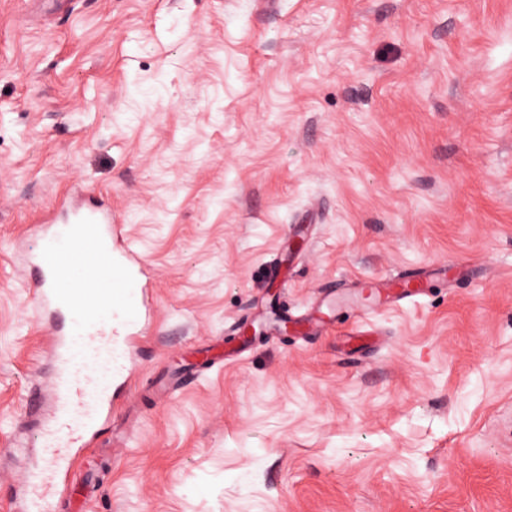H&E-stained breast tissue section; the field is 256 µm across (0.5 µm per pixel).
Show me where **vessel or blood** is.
<instances>
[{
  "label": "vessel or blood",
  "mask_w": 512,
  "mask_h": 512,
  "mask_svg": "<svg viewBox=\"0 0 512 512\" xmlns=\"http://www.w3.org/2000/svg\"><path fill=\"white\" fill-rule=\"evenodd\" d=\"M28 262L40 308L62 322L53 331L57 408L27 506L50 512L43 482L69 467L72 449L95 442L136 374L131 348L151 326L153 274L110 206L85 199H66L42 223Z\"/></svg>",
  "instance_id": "1"
}]
</instances>
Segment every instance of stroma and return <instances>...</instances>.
I'll return each instance as SVG.
<instances>
[{
    "instance_id": "obj_1",
    "label": "stroma",
    "mask_w": 512,
    "mask_h": 512,
    "mask_svg": "<svg viewBox=\"0 0 512 512\" xmlns=\"http://www.w3.org/2000/svg\"><path fill=\"white\" fill-rule=\"evenodd\" d=\"M77 186L155 317L54 512H512V0H0V512Z\"/></svg>"
}]
</instances>
